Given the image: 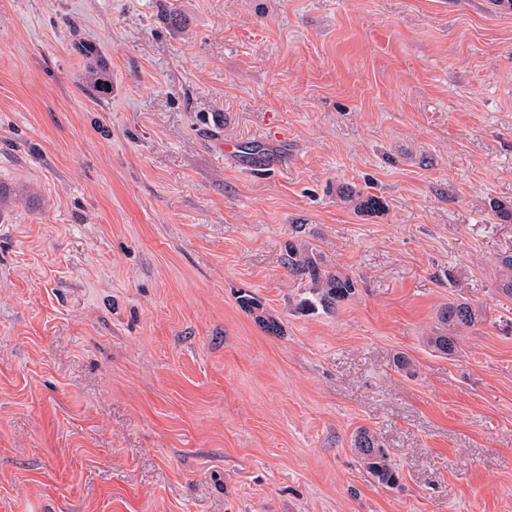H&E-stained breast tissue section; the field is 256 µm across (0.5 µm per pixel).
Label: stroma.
I'll return each mask as SVG.
<instances>
[{"mask_svg": "<svg viewBox=\"0 0 512 512\" xmlns=\"http://www.w3.org/2000/svg\"><path fill=\"white\" fill-rule=\"evenodd\" d=\"M0 185V512H512V10L0 0ZM89 83L85 89L87 93L97 100L108 98L112 93V79L109 72L102 66H89ZM288 263L301 271L308 273L313 284L315 300L306 299L310 308L320 304L322 307H333L352 297L357 288V282L350 275L338 271L322 269L316 259L309 254L308 248H288ZM476 310L465 303H448L439 312V321L448 334L431 336L430 344L438 351L453 355L458 351L456 333L459 329L470 328L477 320ZM354 447L367 472L381 485L392 487L399 481L398 473L387 462L376 438L367 431L359 432Z\"/></svg>", "mask_w": 512, "mask_h": 512, "instance_id": "35a3bbf8", "label": "stroma"}]
</instances>
